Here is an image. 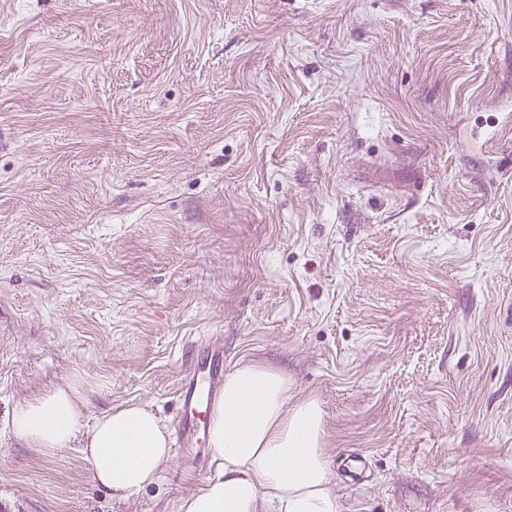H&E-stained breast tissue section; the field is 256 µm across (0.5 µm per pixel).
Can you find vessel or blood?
<instances>
[{"label":"vessel or blood","instance_id":"1","mask_svg":"<svg viewBox=\"0 0 512 512\" xmlns=\"http://www.w3.org/2000/svg\"><path fill=\"white\" fill-rule=\"evenodd\" d=\"M224 384V349H211L195 359L179 384L178 447L186 454H198L209 420V411Z\"/></svg>","mask_w":512,"mask_h":512}]
</instances>
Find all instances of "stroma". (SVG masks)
<instances>
[{
	"label": "stroma",
	"mask_w": 512,
	"mask_h": 512,
	"mask_svg": "<svg viewBox=\"0 0 512 512\" xmlns=\"http://www.w3.org/2000/svg\"><path fill=\"white\" fill-rule=\"evenodd\" d=\"M224 369L324 412L339 512H512V0H0V512L125 499L79 423ZM82 389V383L76 382L18 402L10 414L12 430L31 447L48 453L68 447L77 434Z\"/></svg>",
	"instance_id": "stroma-1"
}]
</instances>
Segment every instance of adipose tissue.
Returning <instances> with one entry per match:
<instances>
[{"mask_svg": "<svg viewBox=\"0 0 512 512\" xmlns=\"http://www.w3.org/2000/svg\"><path fill=\"white\" fill-rule=\"evenodd\" d=\"M82 383L22 400L12 430L45 452L84 436L91 475L124 499L156 483L170 458V433L149 409L127 404L77 427ZM324 413L312 398L293 397L280 369L255 362L224 378L208 425L217 469L205 486L183 499L180 512H338L322 449Z\"/></svg>", "mask_w": 512, "mask_h": 512, "instance_id": "ef3b65f1", "label": "adipose tissue"}]
</instances>
